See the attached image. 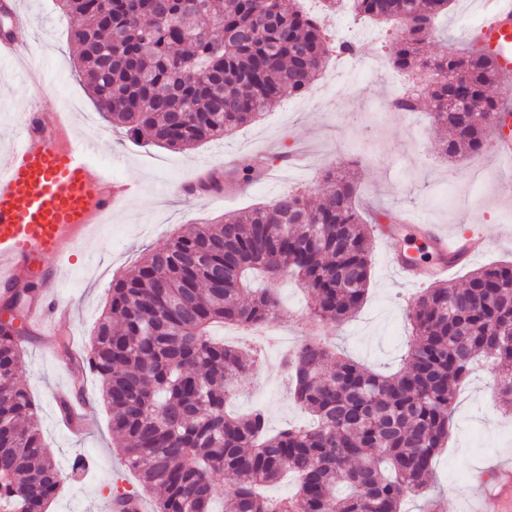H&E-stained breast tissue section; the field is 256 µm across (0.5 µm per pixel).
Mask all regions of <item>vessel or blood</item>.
<instances>
[{"label":"vessel or blood","mask_w":512,"mask_h":512,"mask_svg":"<svg viewBox=\"0 0 512 512\" xmlns=\"http://www.w3.org/2000/svg\"><path fill=\"white\" fill-rule=\"evenodd\" d=\"M469 38L493 59L499 81L512 84V0H495L482 22L470 29ZM30 56L31 42L24 31L0 39L1 64H23ZM66 112L63 106L26 111L11 151L0 160V283L14 282L18 267L39 269L45 292L41 303L30 307L28 318L54 335L67 321L51 293L61 266L107 213L138 191L136 182L113 180L108 170L88 165L76 144L63 141ZM493 125V153L511 165V97H503ZM422 233L438 255L433 265L422 269L399 255L390 259L396 274L408 283L444 278L488 246L483 237L450 235L431 224L423 225Z\"/></svg>","instance_id":"vessel-or-blood-1"}]
</instances>
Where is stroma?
Instances as JSON below:
<instances>
[{"instance_id":"obj_1","label":"stroma","mask_w":512,"mask_h":512,"mask_svg":"<svg viewBox=\"0 0 512 512\" xmlns=\"http://www.w3.org/2000/svg\"><path fill=\"white\" fill-rule=\"evenodd\" d=\"M488 2L453 0L447 15L437 20L426 54L463 49L469 28ZM16 20L29 29L35 43L34 64L44 75L42 108L68 100L76 140L97 145V160L111 168L113 178L139 185L138 195L113 212L110 222L78 243L59 278L57 293L70 308L74 349H88L113 278L133 268L146 252L163 247L173 233L188 224L223 221L294 188L318 197L330 169L356 172L359 207L405 210L421 224L486 236L489 249L471 266L453 271L450 281L461 284L471 268L512 261V168L498 165L488 148L477 155L445 157L439 149L444 133L433 122L430 102L424 101L417 112L389 109V102L401 94H426L429 83L421 70L401 73L389 67L398 39L395 31L358 22L346 11L330 16V31L358 45L346 68L328 65L307 92L284 94L260 121L224 140L175 152L135 141L102 119L75 73L68 32L76 20L63 14L56 0H20ZM30 103L23 69L0 70V156L8 153ZM291 153L302 155L299 166L288 162ZM250 157L267 162L254 182L220 197L183 193V185L206 170L229 172ZM388 249L379 234H372L371 282L364 305L350 321L324 326L342 351L384 374L402 365L410 334L406 309L416 293L391 271ZM276 289L282 301L276 327L289 343H297L311 331V299L285 280ZM22 357L20 380L37 408L41 434L59 469L69 475L49 512H91L119 482L138 492L136 477L126 472L117 452L95 373L87 372L83 379L90 410L86 431L77 435L60 424L53 400L56 392L73 389L68 362L43 350L36 328ZM282 359V352L270 349L267 368L239 381L230 410L263 408L273 431L306 424V416L290 399ZM79 455L88 466L75 473L71 466ZM494 463L512 468V414L497 405L490 375L481 370L457 393L448 443L436 459L427 493L448 497L450 512H496L494 500L481 498Z\"/></svg>"}]
</instances>
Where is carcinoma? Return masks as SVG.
Instances as JSON below:
<instances>
[{
	"label": "carcinoma",
	"instance_id": "1",
	"mask_svg": "<svg viewBox=\"0 0 512 512\" xmlns=\"http://www.w3.org/2000/svg\"><path fill=\"white\" fill-rule=\"evenodd\" d=\"M78 19L70 34L77 75L108 122L172 151L222 139L256 121L285 91L304 93L330 56L354 55L318 14L281 0H60ZM450 0H350L356 19L400 27L396 71L423 68L432 117L447 131L442 151L477 154L500 100L486 94L494 61L471 45L426 56ZM481 96V117L458 124L448 94ZM416 112L420 97L392 101ZM372 225L356 204L353 178L326 172L317 205L289 191L222 224H195L112 281L86 355L125 466L154 495V512H403L425 491L444 447L455 389L484 360L498 405L512 411V263L473 270L462 287L436 282L413 300L400 370L374 372L330 348L320 323H342L364 304ZM283 277L314 298L315 332L284 366L290 397L312 428L272 432L265 412L225 413L257 354L215 339V326L259 332L281 302ZM38 293L15 288L0 322V512H48L60 470L40 432L37 409L17 381V339ZM295 491L271 498L286 475ZM224 477V488L217 485Z\"/></svg>",
	"mask_w": 512,
	"mask_h": 512
}]
</instances>
